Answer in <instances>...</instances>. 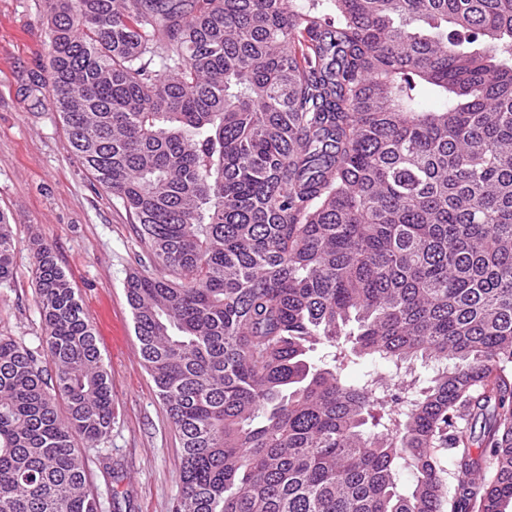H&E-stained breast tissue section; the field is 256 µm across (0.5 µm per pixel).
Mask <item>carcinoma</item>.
Returning a JSON list of instances; mask_svg holds the SVG:
<instances>
[{"instance_id": "cac0c4a2", "label": "carcinoma", "mask_w": 512, "mask_h": 512, "mask_svg": "<svg viewBox=\"0 0 512 512\" xmlns=\"http://www.w3.org/2000/svg\"><path fill=\"white\" fill-rule=\"evenodd\" d=\"M45 3L73 153L158 266L126 291L174 512H504L512 0ZM33 274L45 349L0 335V512H100L78 442L112 427L107 367L39 243ZM361 360L443 368L353 383Z\"/></svg>"}]
</instances>
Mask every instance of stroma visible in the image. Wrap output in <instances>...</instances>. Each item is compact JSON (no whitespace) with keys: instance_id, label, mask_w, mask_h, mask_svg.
<instances>
[{"instance_id":"35a3bbf8","label":"stroma","mask_w":512,"mask_h":512,"mask_svg":"<svg viewBox=\"0 0 512 512\" xmlns=\"http://www.w3.org/2000/svg\"><path fill=\"white\" fill-rule=\"evenodd\" d=\"M43 0H0V211L14 241V275L0 287V334L36 348L33 244L48 246L96 329L115 403L108 435L86 449L103 512H172L181 443L152 378L126 296L143 251L125 208L72 152L44 83L49 61Z\"/></svg>"}]
</instances>
